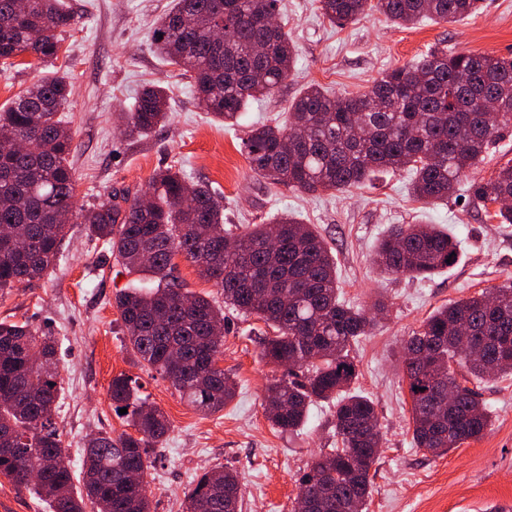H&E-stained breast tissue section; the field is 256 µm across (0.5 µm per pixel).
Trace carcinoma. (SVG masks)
I'll list each match as a JSON object with an SVG mask.
<instances>
[{
  "instance_id": "1",
  "label": "carcinoma",
  "mask_w": 512,
  "mask_h": 512,
  "mask_svg": "<svg viewBox=\"0 0 512 512\" xmlns=\"http://www.w3.org/2000/svg\"><path fill=\"white\" fill-rule=\"evenodd\" d=\"M480 0H318L332 23L375 13L407 26L423 18L454 22L478 13ZM280 0H173L155 25L160 57L191 79L200 107L235 126L249 104L271 94L294 69L295 45L277 24ZM77 19L62 0H0V64L22 54L38 63L58 58L61 34ZM265 46L261 57L253 47ZM69 84L45 77L0 111V291L39 280L59 260L69 224L88 225L109 246L115 265L140 275L120 289L118 310L128 346L168 380L181 399L205 414L224 409L236 383L219 367L224 311L192 294L175 275L174 256L204 269L224 305L272 327L261 357L288 369L266 387L265 409L281 432L295 431L316 400L336 401L341 447L322 451L298 477L314 491L294 512H366L370 471L379 460L373 402L351 390L358 376L350 347L375 322L340 300L336 260L316 230L290 213L273 227L256 224L224 234V208L202 183L172 166L158 169L148 190L124 204L75 210L74 134L56 118ZM497 103L498 114L485 108ZM164 87L144 90L126 117V134L141 136L167 121ZM512 124V57L432 51L417 63L386 72L358 96L308 85L288 120L250 128L242 141L250 170L272 184L305 193L360 187L384 172L408 171L424 201H447L462 176L480 164ZM23 138L29 147L16 150ZM489 211L512 199V162L488 180L468 183ZM459 260L458 241L433 224H397L379 241L373 263L383 273L429 278ZM512 372V276L483 292L437 309L404 344L415 447L442 456L491 425L489 409L471 383ZM61 372L57 340L28 324L0 321V475L35 493L48 512H150L147 482L130 486L125 473L146 474L148 449L170 430L165 413L140 397L135 380L112 378L110 398L136 435L95 434L81 452L82 492L58 467L64 452L55 424ZM454 392L448 398V392ZM236 471H208L184 492L185 512H240Z\"/></svg>"
}]
</instances>
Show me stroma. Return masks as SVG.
<instances>
[{
  "label": "stroma",
  "instance_id": "obj_1",
  "mask_svg": "<svg viewBox=\"0 0 512 512\" xmlns=\"http://www.w3.org/2000/svg\"><path fill=\"white\" fill-rule=\"evenodd\" d=\"M282 2L278 20L296 45L294 71L272 95L253 102L238 125L224 126L201 109L188 76L157 54L153 25L172 0H64L81 16V26L63 33L55 62L0 74V108L41 77L66 71L71 95L61 118L74 133L76 208L99 205L118 190L142 194L156 170L175 164L220 198L224 226L234 233L288 212L311 225L336 260L341 299L368 312L377 300L388 304L352 348L359 371L353 389L374 402L381 433L367 512H491L495 503L512 501V374L477 387L491 413L485 434L436 457L412 442L403 345L439 307L512 275V224L489 219L464 190L444 202L419 200L406 171L345 192L307 194L271 184L251 172L242 140L254 123L284 120L289 104L310 84L355 96L434 49L511 57L512 0H484L477 14L458 22L423 19L405 27L377 14L335 25L322 18L317 0ZM154 84L170 90L171 119L128 138L123 117ZM394 224L448 229L460 243L458 262L425 279L381 274L373 252ZM121 287L107 246L86 225L75 224L58 264L41 281L0 291V321L25 322L58 339L62 391L55 422L72 469L81 466L86 436L131 433L109 397L113 377L123 373L164 410L171 426L165 442L149 451L153 512H183L189 483L224 468L240 475L243 512H293L299 474L337 445L333 402L311 405L297 432L275 429L264 390L284 371L261 357L272 331L257 318L228 310L219 365L236 381V396L222 411H197L126 346L112 304Z\"/></svg>",
  "mask_w": 512,
  "mask_h": 512
}]
</instances>
